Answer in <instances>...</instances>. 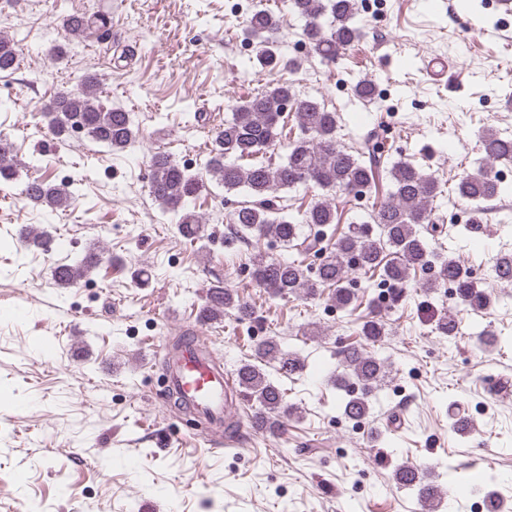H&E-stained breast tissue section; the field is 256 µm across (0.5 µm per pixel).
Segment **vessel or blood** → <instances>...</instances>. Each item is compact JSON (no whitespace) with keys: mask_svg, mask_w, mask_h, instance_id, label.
<instances>
[{"mask_svg":"<svg viewBox=\"0 0 512 512\" xmlns=\"http://www.w3.org/2000/svg\"><path fill=\"white\" fill-rule=\"evenodd\" d=\"M231 386L215 356L191 343L170 361L168 390L183 397L197 415L211 425H221L234 411L226 395Z\"/></svg>","mask_w":512,"mask_h":512,"instance_id":"vessel-or-blood-1","label":"vessel or blood"}]
</instances>
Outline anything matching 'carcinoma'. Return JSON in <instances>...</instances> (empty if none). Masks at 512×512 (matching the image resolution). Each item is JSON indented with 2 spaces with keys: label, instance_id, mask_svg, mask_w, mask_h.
Segmentation results:
<instances>
[{
  "label": "carcinoma",
  "instance_id": "1",
  "mask_svg": "<svg viewBox=\"0 0 512 512\" xmlns=\"http://www.w3.org/2000/svg\"><path fill=\"white\" fill-rule=\"evenodd\" d=\"M357 0H290L292 11L305 20L304 42L309 53L324 64H334L343 51L360 41L365 25L358 16ZM63 28L90 37L112 28L106 13L69 14ZM279 24L268 10L259 8L247 20L244 38L254 45L255 63L272 77L257 93L240 100L231 117L217 127L202 171L192 173L169 153L158 150L148 161V189L165 213L175 218L183 238L198 241L205 237L206 223L195 210V201L214 182L227 196L243 191L249 200L230 211V223L240 238L252 243L255 253L249 269L255 283L275 297L305 299L326 297L337 309L353 311L359 297L350 288L348 273H375L380 281L400 288L416 270L436 266L439 277L424 281L427 288L451 284L458 300L472 311L490 305V293L467 274L453 254L438 252L432 239L443 233L444 225L432 217L433 202L442 195V183L433 174L399 159L388 169L389 199L370 214V220L351 224L336 234V205L333 193L358 196L375 179V168L388 151L383 139L372 133L364 145L352 149L339 139V116L325 108L318 98L302 96L294 86L279 77L282 71L300 66L296 58L280 52ZM20 47L0 35V72L18 68ZM98 75L88 73L77 85L57 91L42 110L50 132L66 140L78 132L112 152H122L136 142L138 130L130 113L103 106L98 97ZM358 99H375L374 84L362 78L353 85ZM295 115L298 134L283 139L285 113ZM484 156L476 167L464 173L456 184L457 196L473 204L471 223H482L483 204L512 194V184L497 176L499 163L512 162V137L494 128L480 133ZM283 150L280 161L267 156L269 150ZM18 173L9 147L0 143V183L17 179ZM88 175L72 178L59 186L47 179L26 182L22 195L51 210L72 206L79 197L78 186ZM299 186L320 190L306 210L289 212L284 193ZM275 240L293 251L288 259L273 258L262 250L263 241ZM50 234L32 229L24 246L42 252L49 250ZM105 251L93 248L69 263L53 269L57 286L69 288L86 278L104 259ZM320 257L318 267L310 256ZM496 278L512 284V255L495 258ZM233 310L240 319H250L254 309L231 288L215 284L200 307L202 321H214ZM436 330L454 336L459 320L453 311L445 313ZM362 343L349 344L337 351L344 373L336 377L335 407L351 420L370 413V398L385 376V362L372 352L385 336V324L378 312L366 316L360 330ZM255 358L278 364V370L293 375L304 363L297 353L282 349L279 342L266 339L257 344ZM242 392L258 404L256 421L271 436L281 433L282 418L299 416L298 407L285 400L284 393L259 365L247 361L235 369ZM397 483L418 488L419 498L433 505L438 498L435 485L423 482L415 465L403 464L396 471Z\"/></svg>",
  "mask_w": 512,
  "mask_h": 512
}]
</instances>
